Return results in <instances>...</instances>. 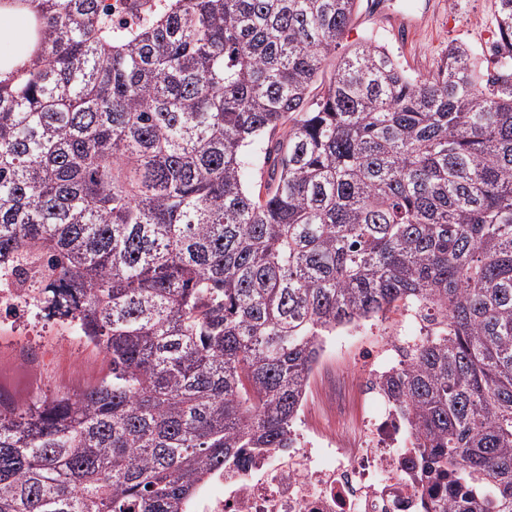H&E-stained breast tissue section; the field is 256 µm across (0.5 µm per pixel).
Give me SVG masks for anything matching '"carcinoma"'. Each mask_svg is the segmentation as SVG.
Instances as JSON below:
<instances>
[{
	"label": "carcinoma",
	"mask_w": 512,
	"mask_h": 512,
	"mask_svg": "<svg viewBox=\"0 0 512 512\" xmlns=\"http://www.w3.org/2000/svg\"><path fill=\"white\" fill-rule=\"evenodd\" d=\"M497 71L465 42L404 71L357 0H7L0 262L106 372L0 399V512H181L293 448L325 337L421 313L376 385L425 512H512V0ZM260 181L251 182L254 170ZM29 13L4 4L0 6V42L15 40L16 42L28 43L32 22L28 18ZM10 44L0 43V51L8 52Z\"/></svg>",
	"instance_id": "carcinoma-1"
}]
</instances>
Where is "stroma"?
I'll return each instance as SVG.
<instances>
[{
  "instance_id": "35a3bbf8",
  "label": "stroma",
  "mask_w": 512,
  "mask_h": 512,
  "mask_svg": "<svg viewBox=\"0 0 512 512\" xmlns=\"http://www.w3.org/2000/svg\"><path fill=\"white\" fill-rule=\"evenodd\" d=\"M370 2L361 0L342 47L375 37L410 74L419 76L436 71L449 43L462 41L480 53L485 70H495L491 47L497 39L492 23L496 0H471L463 11L455 10V0H442L438 11L408 35L394 34L373 19ZM386 340L385 326L378 322L337 331L332 355L312 373L299 413L296 428L306 440L346 438L376 412L363 373L384 357ZM105 370L102 354L70 322L32 316L11 326L0 324V394L15 402L77 390Z\"/></svg>"
}]
</instances>
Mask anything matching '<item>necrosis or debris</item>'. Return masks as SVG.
<instances>
[{"label": "necrosis or debris", "mask_w": 512, "mask_h": 512, "mask_svg": "<svg viewBox=\"0 0 512 512\" xmlns=\"http://www.w3.org/2000/svg\"><path fill=\"white\" fill-rule=\"evenodd\" d=\"M41 278L35 268L21 283L10 267H0V316L12 319L36 308ZM369 395L382 409L350 442L329 438L317 448L300 442L285 453L272 448L245 457L213 476L221 494L202 487L188 512H423L404 464L409 451L398 445L396 416L378 389Z\"/></svg>", "instance_id": "obj_1"}]
</instances>
